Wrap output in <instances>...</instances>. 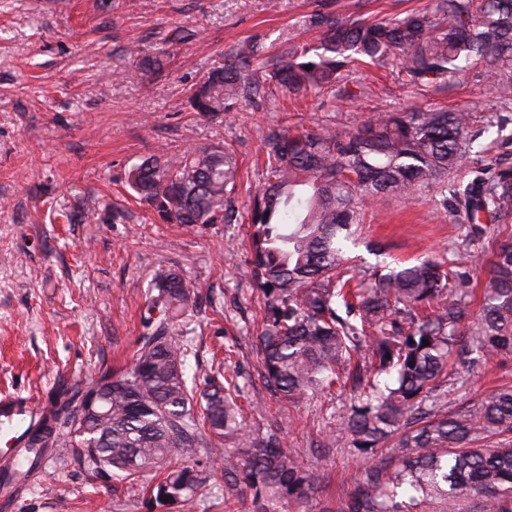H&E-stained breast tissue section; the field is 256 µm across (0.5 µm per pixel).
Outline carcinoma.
Segmentation results:
<instances>
[{
	"label": "carcinoma",
	"mask_w": 512,
	"mask_h": 512,
	"mask_svg": "<svg viewBox=\"0 0 512 512\" xmlns=\"http://www.w3.org/2000/svg\"><path fill=\"white\" fill-rule=\"evenodd\" d=\"M317 46L298 45L259 62L253 45L233 64L211 66L193 86L190 109L224 119L242 104L275 96L326 92L341 102L366 94L361 63L389 68L406 85L440 89L463 70H476L498 102L512 104V0H430L394 20L317 9ZM480 135L470 110L413 108L376 112L356 129L330 124L271 132L265 140L266 181L251 208L253 265L266 287L267 316L255 336L270 391L296 403L348 386L366 399L340 415L329 440L375 454L392 437L393 463L365 470L344 512H512V387L493 390L471 407L448 408L452 382L465 379L448 361L473 370L512 353V231L487 261L483 303L471 319V272L480 257L451 250L448 265L427 259L386 273L375 269L365 288L344 277L348 244L362 207L392 198L439 197L473 224L512 223V167L489 165L463 191L448 193L466 150ZM238 163L222 144L180 154H156L134 165L128 185L139 203L166 223L222 224ZM150 335L140 341L125 374L102 375L112 394L107 416L88 421L72 413L46 415L31 434L32 463L48 448H67L98 472L126 478L160 476L150 499L186 509L202 482L189 466L198 449L217 454L245 439L242 465L224 467V507L253 491L255 512H274L288 495L320 484L315 471L289 460L273 433L245 436L238 373L208 375L188 386L191 346L174 328L188 315L189 289L175 272L149 286ZM428 344H423V340ZM182 466L170 471L173 457Z\"/></svg>",
	"instance_id": "1"
}]
</instances>
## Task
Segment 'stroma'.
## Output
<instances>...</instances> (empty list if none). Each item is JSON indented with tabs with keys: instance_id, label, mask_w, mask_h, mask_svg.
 <instances>
[{
	"instance_id": "stroma-1",
	"label": "stroma",
	"mask_w": 512,
	"mask_h": 512,
	"mask_svg": "<svg viewBox=\"0 0 512 512\" xmlns=\"http://www.w3.org/2000/svg\"><path fill=\"white\" fill-rule=\"evenodd\" d=\"M424 2L325 0V7L382 19ZM315 8L316 0H0V394L44 400L57 388L125 372L148 332V284L158 269L173 270L199 287L179 328L194 351L189 376L220 370L216 352L231 346L243 394L260 404L248 433H277L293 462L322 472L319 490L283 498L278 512H340L373 459L326 439L329 407L350 406L356 393L332 402L318 393L294 405L273 397L262 378L253 338L264 304L250 218L268 133L297 123L353 127L375 110L466 106L482 131L468 151L469 170L493 160L512 166V154L497 152L512 141V121L497 122L498 102L470 69L426 92L365 65L359 76L367 94L350 105L325 94L281 95L220 124L192 112L190 85L238 44L251 41L271 55L317 43ZM135 45L148 53L167 47L171 60L146 73L129 53ZM219 141L240 167L231 221L164 223L133 197L132 165ZM459 245L487 256L497 239L491 230L471 236L434 199H395L367 208L348 268L359 276L369 267L445 260ZM505 384L512 385L508 354L448 398L467 406ZM196 461L204 486L190 512H225L223 465L207 448ZM150 479L105 477L58 448L28 479L13 512H179L150 501Z\"/></svg>"
}]
</instances>
